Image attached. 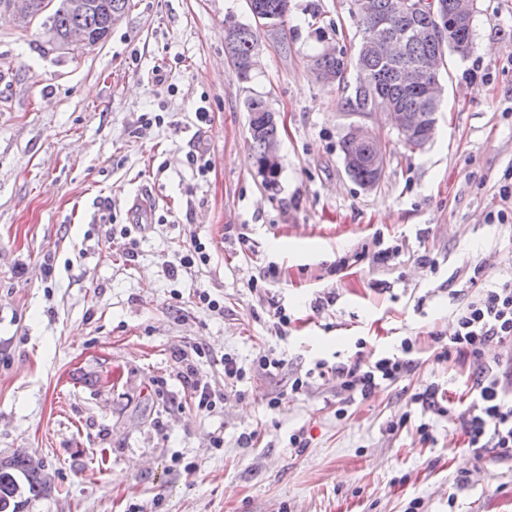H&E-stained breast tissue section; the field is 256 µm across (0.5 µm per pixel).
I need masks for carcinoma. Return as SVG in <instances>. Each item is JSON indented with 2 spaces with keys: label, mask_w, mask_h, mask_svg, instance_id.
<instances>
[{
  "label": "carcinoma",
  "mask_w": 512,
  "mask_h": 512,
  "mask_svg": "<svg viewBox=\"0 0 512 512\" xmlns=\"http://www.w3.org/2000/svg\"><path fill=\"white\" fill-rule=\"evenodd\" d=\"M95 6L79 15L71 8L70 0H57V5L48 16L45 28L53 43L63 42L70 31L84 29L87 41L79 48L93 47L103 41L112 25L119 21L128 8L129 0H91ZM263 11L277 17L281 26H286L290 0H255ZM355 14L361 31V41L356 52V66L360 76L354 87L353 97L348 100L353 112H408L423 117L439 111L440 102L434 100L432 90L439 75L427 72L421 82L411 84L404 80L407 71L416 70L436 56H444L456 45H463L460 58L467 57L473 47V27L449 29L443 41H421L408 34V30L424 23L423 15H406L397 5L400 0H370V7L362 9L354 0ZM227 28V52L232 74L238 82L248 84L254 77L249 69V58L258 46L259 31L249 24H239L230 19ZM403 38L401 54L393 60L379 56L370 45L377 43L391 32ZM316 58L324 69L338 77L347 69L344 53L329 54L321 51ZM249 112V132L253 143V164L261 167L263 146L269 139L278 136V128L265 120L270 111L267 100L260 95H250L245 102ZM377 145L369 141H358L345 134L341 141L343 155L365 156L373 154ZM348 175L362 186L380 180L377 170L367 163L349 170ZM48 486L47 475L26 456L16 457L0 463V512H20L31 497L42 494Z\"/></svg>",
  "instance_id": "obj_1"
}]
</instances>
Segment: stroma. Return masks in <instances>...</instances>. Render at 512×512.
Segmentation results:
<instances>
[{
	"mask_svg": "<svg viewBox=\"0 0 512 512\" xmlns=\"http://www.w3.org/2000/svg\"><path fill=\"white\" fill-rule=\"evenodd\" d=\"M352 9L291 0L248 85L224 25L252 23L248 0H130L84 51L0 14V462L24 454L50 481L23 512H512V457L475 461L455 418L474 368L434 343L475 288L512 280V223L491 219L512 171V0H479L473 49L446 54L435 134L413 151L346 111L356 68L313 71L326 47L355 53ZM252 92L278 115L273 190L253 165ZM353 123L386 145L371 189L345 170ZM194 236L209 260L185 268ZM406 338L414 371L368 399L343 403L333 375L290 391L316 361ZM263 352L283 367L258 371ZM228 355L247 372L233 388ZM189 366L221 395L211 413ZM429 383L443 413L412 400ZM185 383L192 389L194 402L198 412L211 413L216 407V393L207 381L199 378L196 371L187 370L183 377Z\"/></svg>",
	"mask_w": 512,
	"mask_h": 512,
	"instance_id": "obj_1",
	"label": "stroma"
}]
</instances>
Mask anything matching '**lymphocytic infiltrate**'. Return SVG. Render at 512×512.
<instances>
[{"mask_svg":"<svg viewBox=\"0 0 512 512\" xmlns=\"http://www.w3.org/2000/svg\"><path fill=\"white\" fill-rule=\"evenodd\" d=\"M494 348L512 350V284L508 282L496 288L476 289L458 313L455 329L439 353L443 359L456 356L470 360L475 367L478 397L460 413L459 420L465 445L478 459L492 451L512 456V396L507 393L503 374L488 357ZM413 350L414 342L407 338L399 352L365 363L356 361L332 367L319 360L305 375L294 377L291 390L301 392L308 388L310 379L332 374L339 378L346 397L358 395L366 399L414 370Z\"/></svg>","mask_w":512,"mask_h":512,"instance_id":"lymphocytic-infiltrate-1","label":"lymphocytic infiltrate"}]
</instances>
